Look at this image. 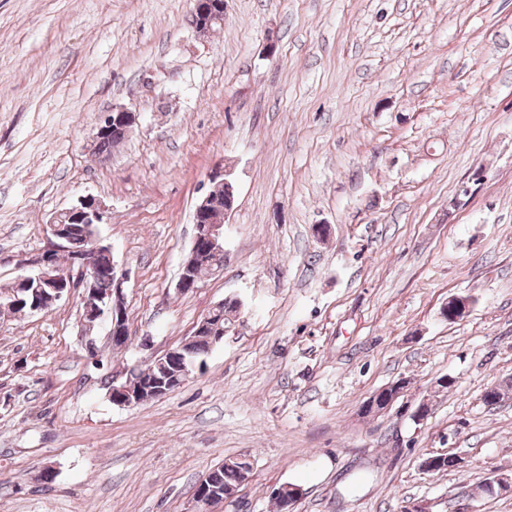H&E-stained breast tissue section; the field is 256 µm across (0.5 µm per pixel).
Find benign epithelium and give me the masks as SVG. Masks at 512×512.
Instances as JSON below:
<instances>
[{
	"instance_id": "1",
	"label": "benign epithelium",
	"mask_w": 512,
	"mask_h": 512,
	"mask_svg": "<svg viewBox=\"0 0 512 512\" xmlns=\"http://www.w3.org/2000/svg\"><path fill=\"white\" fill-rule=\"evenodd\" d=\"M195 28L199 35H208L213 25L224 24V12L212 7L209 0H195L193 12ZM135 124V113L123 108H114L106 113L96 127L93 148L107 136L123 143ZM210 187L202 197L194 212V236L191 247L183 259L176 288L185 293L199 288V280L194 277L199 260L211 255L224 254V223L232 210L235 200V186L229 173L214 172ZM103 208L92 196L78 200L77 204L60 211L48 224L51 240L49 245L37 252L20 256L16 260L19 275L8 289L11 302L21 300L28 288L42 291L43 309L59 304L77 290H82V311L80 323L83 335L88 337L86 350L91 357H98L94 340L89 338L95 326L106 320L110 324V336L122 339L125 336L124 284L128 281V271L118 267L112 257V249L97 235L96 226L102 223ZM85 225L87 246L72 247L73 225ZM112 279V295L103 299L97 295V282L102 276ZM470 307L466 296H453L443 308V314L451 320L465 316ZM112 400L122 401L124 406H132L133 395L130 380L112 377ZM199 491L191 497L189 512H199L201 506L214 500L204 482L198 483ZM274 495L279 498L282 512H294L295 504L302 496L296 486H282Z\"/></svg>"
}]
</instances>
